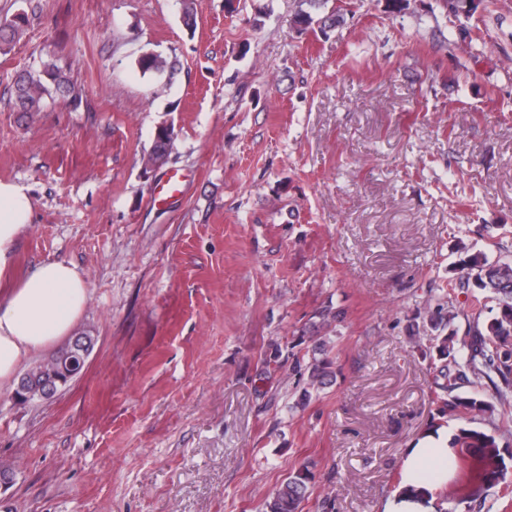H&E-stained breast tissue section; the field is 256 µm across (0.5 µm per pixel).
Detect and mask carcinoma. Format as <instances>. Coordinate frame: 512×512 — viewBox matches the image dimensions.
I'll return each mask as SVG.
<instances>
[{
	"mask_svg": "<svg viewBox=\"0 0 512 512\" xmlns=\"http://www.w3.org/2000/svg\"><path fill=\"white\" fill-rule=\"evenodd\" d=\"M19 5L11 16L0 17V52L11 49L19 40L27 24V13L23 7L26 0H17ZM310 10L296 15L298 26L307 28L320 14L328 0H303ZM480 0H441L443 9L454 15L469 14L477 10ZM138 65L147 72L169 71L174 74L175 66L156 54L139 57ZM15 107L19 112H40L47 101L70 94L72 87L68 69L47 62L38 69L23 70L14 79ZM467 270L465 279L450 284V288H468L480 291L475 298L476 305L471 313L467 338L454 342L455 333L450 327L455 313L448 312V318L429 317L430 340L439 360L444 362L441 376L444 382L439 389L445 396L439 398V413L460 421L457 432L449 443L451 451L443 463V470L452 475L458 471L464 457L452 452L454 448L470 449V458L478 466L469 478L494 486L504 478L512 461V453L504 457L500 452V438L496 432H486L471 427L477 418L493 422L499 409L512 405V262L497 260L491 262L485 254H472L464 261ZM497 306L495 316L484 319L482 314L488 304ZM332 362L324 357L310 358L307 389L298 403L310 396V390L326 385L331 376ZM485 378L493 386L490 393L463 390L471 378ZM314 475L303 465L290 474L271 500L265 503V512H302V503L310 495V484Z\"/></svg>",
	"mask_w": 512,
	"mask_h": 512,
	"instance_id": "carcinoma-1",
	"label": "carcinoma"
}]
</instances>
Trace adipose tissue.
I'll return each instance as SVG.
<instances>
[{"label": "adipose tissue", "mask_w": 512, "mask_h": 512, "mask_svg": "<svg viewBox=\"0 0 512 512\" xmlns=\"http://www.w3.org/2000/svg\"><path fill=\"white\" fill-rule=\"evenodd\" d=\"M32 203L24 189L0 181V280L10 279L21 231ZM89 284L72 263L47 260L0 296V388L22 365L70 336L85 309Z\"/></svg>", "instance_id": "ef3b65f1"}]
</instances>
